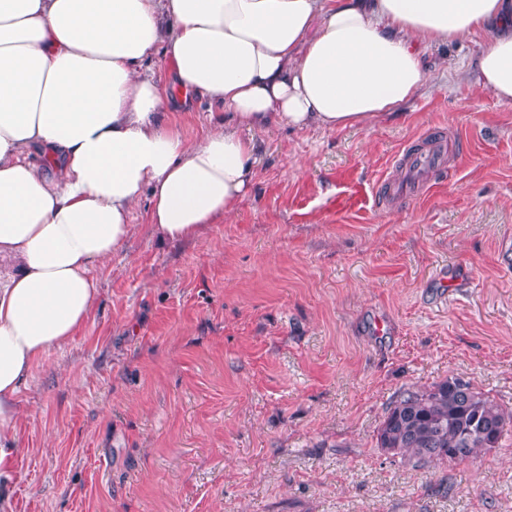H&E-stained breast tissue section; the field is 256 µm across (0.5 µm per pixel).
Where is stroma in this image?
<instances>
[{"label": "stroma", "instance_id": "35a3bbf8", "mask_svg": "<svg viewBox=\"0 0 512 512\" xmlns=\"http://www.w3.org/2000/svg\"><path fill=\"white\" fill-rule=\"evenodd\" d=\"M482 40L427 47L429 82L366 127L250 130L251 191L193 238L151 237L140 200L19 396L13 512H512V429L445 494L375 440L448 377L512 414V107L476 84ZM433 137L442 164L389 193Z\"/></svg>", "mask_w": 512, "mask_h": 512}]
</instances>
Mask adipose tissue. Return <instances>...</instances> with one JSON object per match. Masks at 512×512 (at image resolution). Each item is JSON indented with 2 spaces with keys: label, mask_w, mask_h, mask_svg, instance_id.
<instances>
[{
  "label": "adipose tissue",
  "mask_w": 512,
  "mask_h": 512,
  "mask_svg": "<svg viewBox=\"0 0 512 512\" xmlns=\"http://www.w3.org/2000/svg\"><path fill=\"white\" fill-rule=\"evenodd\" d=\"M478 29L477 81L512 105V0H0V512L19 392L90 319L141 198L158 240L193 238L251 187L248 130L367 126ZM158 52L171 84L143 72ZM178 95L223 126L187 140Z\"/></svg>",
  "instance_id": "obj_1"
}]
</instances>
